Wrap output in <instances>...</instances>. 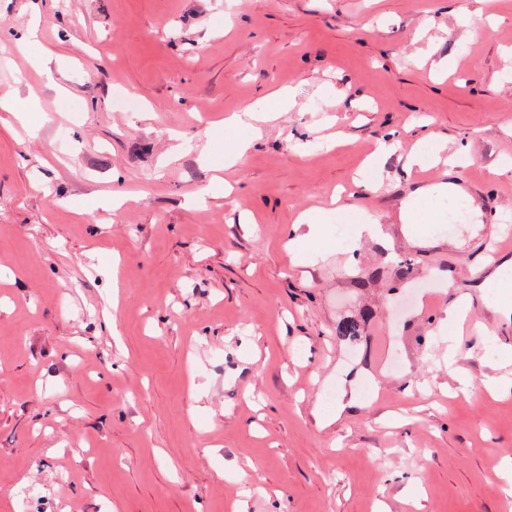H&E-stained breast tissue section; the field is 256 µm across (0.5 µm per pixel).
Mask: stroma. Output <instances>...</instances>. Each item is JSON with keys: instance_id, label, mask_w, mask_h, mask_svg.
<instances>
[{"instance_id": "stroma-1", "label": "stroma", "mask_w": 512, "mask_h": 512, "mask_svg": "<svg viewBox=\"0 0 512 512\" xmlns=\"http://www.w3.org/2000/svg\"><path fill=\"white\" fill-rule=\"evenodd\" d=\"M283 88L229 164L223 120ZM32 92L33 130L0 109V512H512V392L482 387L512 325L477 287L512 222V0H0V96ZM428 135L479 211L432 199L418 247ZM337 192L389 244L338 250ZM454 162H448V174L447 183H439L437 185L421 187L417 189L409 201H407L400 210L399 218L403 224L405 234L409 237L410 241L421 242L422 237L420 235H414L406 230L410 224H425L426 218L420 213V202L422 200L431 199L434 196H441L444 194L460 197L464 195V188L458 178L454 176ZM326 236L324 224L317 222L309 213L302 216L299 224L288 231L289 252L297 264L308 265L313 246Z\"/></svg>"}]
</instances>
